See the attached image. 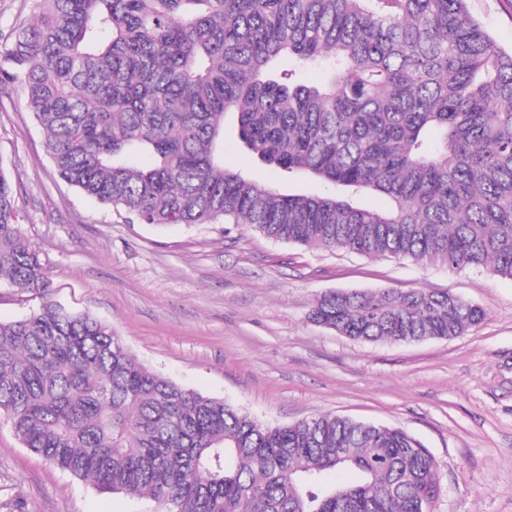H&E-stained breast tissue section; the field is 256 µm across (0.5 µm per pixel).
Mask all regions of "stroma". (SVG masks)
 <instances>
[{
	"instance_id": "35a3bbf8",
	"label": "stroma",
	"mask_w": 512,
	"mask_h": 512,
	"mask_svg": "<svg viewBox=\"0 0 512 512\" xmlns=\"http://www.w3.org/2000/svg\"><path fill=\"white\" fill-rule=\"evenodd\" d=\"M512 49V0H467ZM0 166L51 297L110 325L142 364L268 425L321 414L397 426L433 456V512H512V279L274 241L245 224H128L65 184L32 112L0 86ZM452 291L484 321L451 339L366 343L310 318L333 290ZM0 512H160L96 491L0 419Z\"/></svg>"
}]
</instances>
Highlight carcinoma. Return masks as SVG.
I'll return each mask as SVG.
<instances>
[{"instance_id":"1","label":"carcinoma","mask_w":512,"mask_h":512,"mask_svg":"<svg viewBox=\"0 0 512 512\" xmlns=\"http://www.w3.org/2000/svg\"><path fill=\"white\" fill-rule=\"evenodd\" d=\"M465 2L36 0L0 50V85L23 93L59 178L132 223L248 224L512 278V52ZM229 128L285 183L331 191L225 167ZM0 281L43 299L0 322V414L55 468L165 512H431L433 458L403 429L331 414L261 424L51 300L1 165ZM484 317L449 290L331 291L311 312L390 343L460 336ZM338 469L361 479L333 485Z\"/></svg>"}]
</instances>
